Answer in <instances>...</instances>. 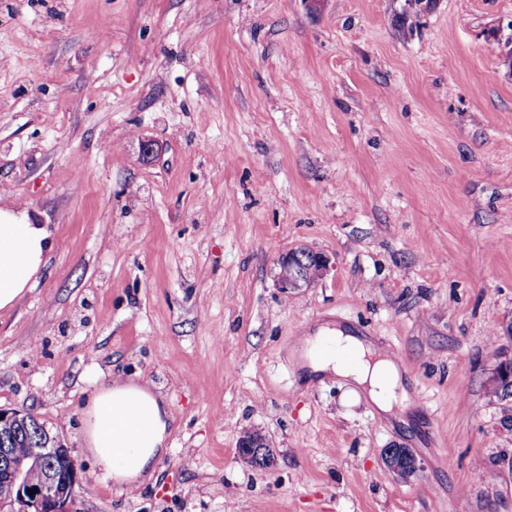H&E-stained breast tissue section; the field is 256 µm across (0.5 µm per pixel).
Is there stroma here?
<instances>
[{"label":"stroma","mask_w":512,"mask_h":512,"mask_svg":"<svg viewBox=\"0 0 512 512\" xmlns=\"http://www.w3.org/2000/svg\"><path fill=\"white\" fill-rule=\"evenodd\" d=\"M0 207L53 239L0 313V407L81 464L76 512H512V0H0ZM298 248L330 269L285 293ZM326 321L394 352L408 424L299 385ZM118 378L173 418L134 488L85 449ZM512 386V354L501 356L491 369L486 381L488 394L497 401L512 402V394L503 390ZM238 454L240 459L251 465L262 464L261 452L271 446L266 436L259 429L245 430L239 438ZM398 450L403 453L400 455ZM384 462L392 472L406 478L415 476L420 468V462L407 448H387Z\"/></svg>","instance_id":"1"}]
</instances>
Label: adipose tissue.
Segmentation results:
<instances>
[{"instance_id":"ef3b65f1","label":"adipose tissue","mask_w":512,"mask_h":512,"mask_svg":"<svg viewBox=\"0 0 512 512\" xmlns=\"http://www.w3.org/2000/svg\"><path fill=\"white\" fill-rule=\"evenodd\" d=\"M51 245L46 225L28 210L0 209V311L11 309L32 288ZM300 358L309 373L336 376L388 416L400 417L409 405L396 361L373 342L332 324L301 338ZM84 416L86 448L117 483L138 484L167 451L169 409L146 385L115 380L94 394Z\"/></svg>"}]
</instances>
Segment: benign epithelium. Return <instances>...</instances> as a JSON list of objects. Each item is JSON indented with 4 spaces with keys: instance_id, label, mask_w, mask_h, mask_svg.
<instances>
[{
    "instance_id": "1",
    "label": "benign epithelium",
    "mask_w": 512,
    "mask_h": 512,
    "mask_svg": "<svg viewBox=\"0 0 512 512\" xmlns=\"http://www.w3.org/2000/svg\"><path fill=\"white\" fill-rule=\"evenodd\" d=\"M278 287L287 292L309 285L323 277L329 270L327 256L308 249L289 250L277 259ZM512 386V354L502 356L491 369L486 381L488 394L497 401L512 402V394L505 389ZM3 423L38 426L42 438L38 445L24 454H19L6 441L0 439V479L18 488L17 495L0 501V512H75L73 510L75 487L80 481L79 468L70 469L67 478H60L55 467L48 464L54 455L61 453L60 439L51 434L29 411L0 408V425ZM240 459L251 465L262 464L261 452L270 448L266 436L259 429H248L238 441ZM384 462L394 473L409 478L417 474L420 462L404 448L397 452L388 448ZM40 475L37 483L31 481L34 474Z\"/></svg>"
}]
</instances>
